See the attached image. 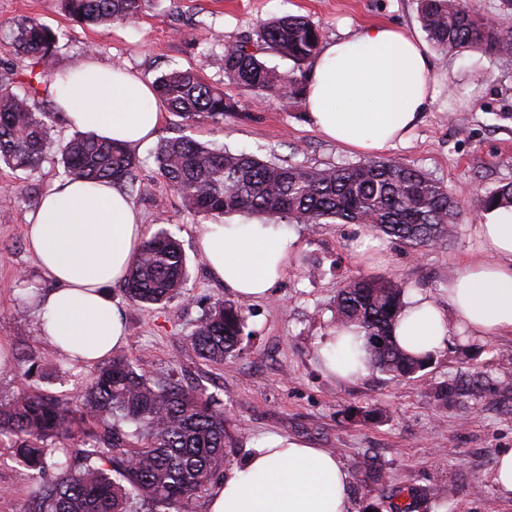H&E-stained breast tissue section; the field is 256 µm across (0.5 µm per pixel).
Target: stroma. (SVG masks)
<instances>
[{
    "label": "stroma",
    "mask_w": 512,
    "mask_h": 512,
    "mask_svg": "<svg viewBox=\"0 0 512 512\" xmlns=\"http://www.w3.org/2000/svg\"><path fill=\"white\" fill-rule=\"evenodd\" d=\"M287 15L305 17L322 41L339 37L346 26L393 25L415 37L424 31L417 0H144L137 21L107 27L85 25L64 12L59 0H0V27L31 17L56 32V70L89 52L102 62L135 72L145 80L173 68L198 71L209 83L239 100L223 123L204 121L190 131L195 139L257 157L311 167L358 162L359 154L322 137L305 107L260 99L224 74L225 48L251 37L259 22ZM440 93L412 134L409 146L389 150L447 187L461 216L454 236L411 248L386 239L384 262L367 265L352 254L350 224H290L289 264L268 298L246 302L238 357L213 362L200 358L189 336L202 314L231 299L210 274L197 248L204 224L157 175L153 144L136 149L140 189L131 196L141 210L145 234L166 230L183 245L189 282L185 296L163 306L125 300L120 285L106 295L121 301L126 319L124 354L145 364L154 381L198 385L221 402L227 418L224 472L240 467L255 444L272 434L334 451L347 468L352 512H389L390 488L414 494L415 512H512V499L491 481L496 457L512 450V333L461 346L451 340L430 368L413 378L388 380L378 371L341 381L328 375L318 349L333 325L336 294L360 276L394 277L406 290L446 303L442 287L456 265L479 247L472 228L479 196L512 183V57L485 49L462 54L428 48ZM63 177L56 158L30 173L0 167V345L9 358L34 354L39 367L22 379L0 367V402L13 400L23 385L64 399H77L91 373L47 345L32 299L18 288L27 278L40 291L52 283L29 251L27 217L41 197ZM484 375L483 397H433L441 382ZM371 408L375 420L353 415ZM375 459L385 485L365 475ZM35 473L0 445V512H27Z\"/></svg>",
    "instance_id": "1"
}]
</instances>
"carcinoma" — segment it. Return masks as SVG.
<instances>
[{"label":"carcinoma","mask_w":512,"mask_h":512,"mask_svg":"<svg viewBox=\"0 0 512 512\" xmlns=\"http://www.w3.org/2000/svg\"><path fill=\"white\" fill-rule=\"evenodd\" d=\"M67 13L95 27L138 18L142 0H64ZM419 19L431 43L442 52L485 47L512 54V35L489 24L486 17L458 0H419ZM318 29L303 17L265 21L256 40L224 52V73L239 86L265 98L303 101L308 69L318 51ZM59 35L29 17L0 29V51L28 58L19 73L0 69V163L15 171H34L46 156H60L65 178L93 182L109 179L135 185L136 158L123 144L78 131L64 142L52 141L49 130L57 113L39 106L57 72L53 62ZM286 57L293 69L281 73L264 56ZM156 98L191 128L202 120L219 124L236 112L237 101L190 69H172L154 80ZM157 174L189 210L215 224L236 213L257 214L271 223L368 224L390 238L413 246L448 239L459 206L437 180L413 165L366 159L344 166L310 167L260 160L201 143L188 135L160 142L155 150ZM512 206V183L479 201L484 214ZM186 257L168 234L143 241L123 291L141 305L167 302L186 287ZM403 284L390 278H357L336 296V325L353 326L364 338L370 367L393 378L425 370L433 355L415 357L399 348L392 336L402 308ZM245 309L233 301L213 306L189 336L203 359L240 353ZM465 391L482 396L483 383L473 378L463 386L444 383L433 397L449 398ZM102 425L103 432L93 430ZM132 424L131 432L123 425ZM78 439L84 463L71 470L54 464L52 478L43 477L48 457L60 445ZM226 431L218 400L199 387L158 383L140 364L115 355L98 368L81 397L62 400L26 389L15 400L0 403V442L18 450L19 461L38 474L29 512H133L138 499L148 512H169L189 505L224 465Z\"/></svg>","instance_id":"cac0c4a2"}]
</instances>
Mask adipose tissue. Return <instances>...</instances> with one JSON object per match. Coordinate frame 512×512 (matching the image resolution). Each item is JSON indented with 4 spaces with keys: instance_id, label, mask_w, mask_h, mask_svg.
Instances as JSON below:
<instances>
[{
    "instance_id": "1",
    "label": "adipose tissue",
    "mask_w": 512,
    "mask_h": 512,
    "mask_svg": "<svg viewBox=\"0 0 512 512\" xmlns=\"http://www.w3.org/2000/svg\"><path fill=\"white\" fill-rule=\"evenodd\" d=\"M51 91L73 128L128 148L154 139L159 112L149 82L83 57ZM438 94L423 43L389 25H360L327 43L311 62L307 111L315 128L365 155L407 146ZM480 252L455 269L447 304L408 292L393 328L397 344L421 355L469 332L477 339L512 333V208L475 226ZM143 241L139 211L109 182L61 180L32 217L29 247L53 280L38 300L44 335L66 358L92 365L125 341L123 309L104 293L124 280ZM199 251L212 274L243 300L268 297L291 257L288 235L270 224H206ZM362 336L334 330L319 354L339 379L368 374ZM351 476L324 448L271 436L244 466L216 486L210 512H351Z\"/></svg>"
}]
</instances>
